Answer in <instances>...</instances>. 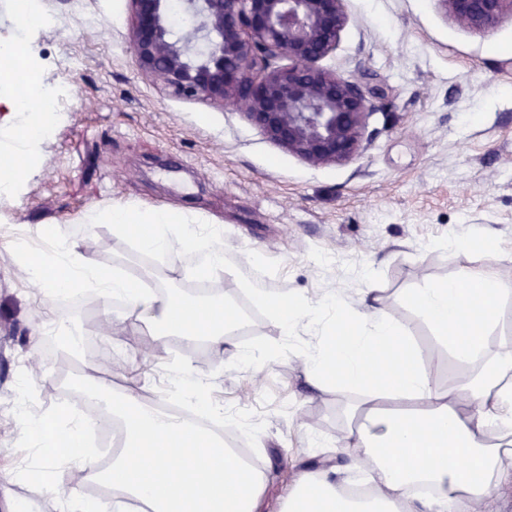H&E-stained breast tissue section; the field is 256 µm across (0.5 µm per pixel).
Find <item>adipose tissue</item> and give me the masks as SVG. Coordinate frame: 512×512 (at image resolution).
<instances>
[{"mask_svg":"<svg viewBox=\"0 0 512 512\" xmlns=\"http://www.w3.org/2000/svg\"><path fill=\"white\" fill-rule=\"evenodd\" d=\"M42 85L24 98L11 97L17 120L12 148L27 155L46 122ZM88 227L111 226L131 237L137 249L154 258L199 255V275L223 269L224 240L219 228L193 224L182 213L126 206L89 209ZM52 258L16 252L25 276L43 287L44 303L61 292L92 287L126 306L151 329L177 338L185 352L199 343L222 348L238 322L223 295L188 299L94 262V236L66 240ZM507 290L494 268L461 269L451 279L428 284L408 302L429 322L455 359L475 365L467 380L435 384L409 334L375 311L349 317L348 304L332 295L300 306L287 295L262 290L258 299L285 332L297 325L318 336L303 353L306 372L321 384L339 383L356 392L347 409L352 426L345 450L368 453L373 494L354 499L329 471L306 470L289 486L281 512H474L496 495L512 471V340L489 345L488 330L500 316ZM82 381L99 413L93 422H119L124 440L109 468H99L86 445L89 422L76 411L48 415L19 397L16 422L32 441L30 464L40 473L38 491L56 501L60 512H259L263 478L226 448L221 436L169 416L143 403L135 390L115 393L100 376L97 362L83 365ZM179 397L202 414L223 418L210 386L188 363L175 370ZM65 433L73 448L57 447ZM186 448L176 456L175 447ZM111 486V496L88 500L84 477Z\"/></svg>","mask_w":512,"mask_h":512,"instance_id":"adipose-tissue-1","label":"adipose tissue"}]
</instances>
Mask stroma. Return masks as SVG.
I'll use <instances>...</instances> for the list:
<instances>
[{
	"label": "stroma",
	"instance_id": "obj_1",
	"mask_svg": "<svg viewBox=\"0 0 512 512\" xmlns=\"http://www.w3.org/2000/svg\"><path fill=\"white\" fill-rule=\"evenodd\" d=\"M41 6L57 25L28 29L25 52L38 79L61 88L65 101L55 137L42 141L11 196L0 199V463L29 456L14 406L41 322L40 287L15 264L14 247L19 235L38 243L60 224L74 241L94 234L97 264L186 297L224 293L243 317L223 352L202 343L186 355L123 303L92 298L68 318L86 336L101 316L122 319V335L102 345L114 391L131 387L143 401H166L170 367L189 359L212 401L259 429L247 446L264 477L260 512H280L302 468L329 470L343 486L360 482L341 449L353 392L310 383L302 352L314 337L301 325L288 334L275 327L255 291L303 305L338 290L354 316L377 302L435 357L437 384L467 376L468 365L449 356L406 298L462 268L482 269L484 240L499 256V277L512 284V18L480 33L447 17L437 0H346L348 22L322 65L357 80L374 111L357 157L314 167L268 142L234 108L176 99L145 78L128 47L126 0ZM118 203L223 225V272L198 280L187 274L194 256L163 264L111 227L83 228L88 209ZM452 238L473 246L449 248ZM257 349L276 359L255 372L242 356ZM63 354L59 343L44 352L43 372L27 386L42 410L86 398L75 371L85 354L62 371ZM309 428L331 447H309Z\"/></svg>",
	"mask_w": 512,
	"mask_h": 512
}]
</instances>
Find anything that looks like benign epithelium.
Segmentation results:
<instances>
[{"instance_id": "obj_1", "label": "benign epithelium", "mask_w": 512, "mask_h": 512, "mask_svg": "<svg viewBox=\"0 0 512 512\" xmlns=\"http://www.w3.org/2000/svg\"><path fill=\"white\" fill-rule=\"evenodd\" d=\"M345 0H182L195 25L177 38L170 0H128L138 69L169 95L243 111L271 143L313 166L363 149L373 105L344 75L319 65L336 51ZM457 23L493 30L512 0H438Z\"/></svg>"}]
</instances>
